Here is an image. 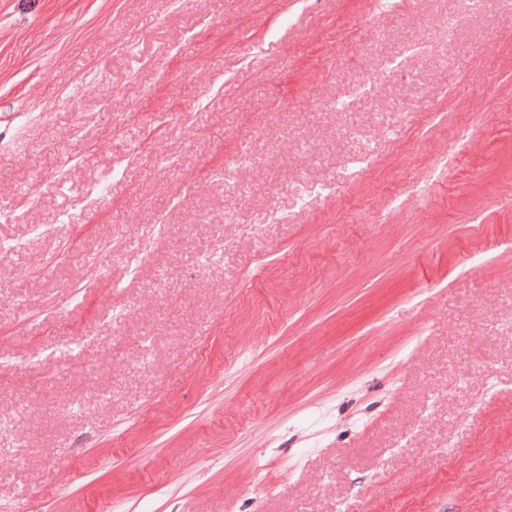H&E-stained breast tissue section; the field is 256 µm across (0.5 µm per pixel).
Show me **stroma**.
Returning a JSON list of instances; mask_svg holds the SVG:
<instances>
[{
    "mask_svg": "<svg viewBox=\"0 0 512 512\" xmlns=\"http://www.w3.org/2000/svg\"><path fill=\"white\" fill-rule=\"evenodd\" d=\"M460 7L0 0V508L512 512V0Z\"/></svg>",
    "mask_w": 512,
    "mask_h": 512,
    "instance_id": "35a3bbf8",
    "label": "stroma"
}]
</instances>
